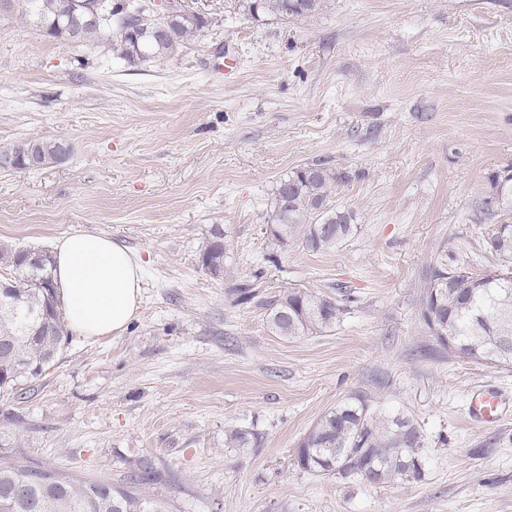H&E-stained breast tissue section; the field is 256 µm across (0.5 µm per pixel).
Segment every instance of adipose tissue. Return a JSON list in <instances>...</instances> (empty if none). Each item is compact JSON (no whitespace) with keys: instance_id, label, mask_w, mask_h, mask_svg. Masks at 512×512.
<instances>
[{"instance_id":"ef3b65f1","label":"adipose tissue","mask_w":512,"mask_h":512,"mask_svg":"<svg viewBox=\"0 0 512 512\" xmlns=\"http://www.w3.org/2000/svg\"><path fill=\"white\" fill-rule=\"evenodd\" d=\"M53 279L69 328L88 338L125 331L135 318L142 262L112 237L76 230L53 244Z\"/></svg>"}]
</instances>
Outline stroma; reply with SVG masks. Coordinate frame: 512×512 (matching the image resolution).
<instances>
[{
	"label": "stroma",
	"mask_w": 512,
	"mask_h": 512,
	"mask_svg": "<svg viewBox=\"0 0 512 512\" xmlns=\"http://www.w3.org/2000/svg\"><path fill=\"white\" fill-rule=\"evenodd\" d=\"M207 25L139 65L107 40L49 36L0 6V147L62 139L66 160L0 173V242L52 248L95 229L143 262L139 311L118 336L69 334L41 375L0 396V432L33 467L122 485L171 512H512V370L448 355L420 317L428 266L487 269L472 202L512 165V0H331L276 20L241 0H174ZM342 173L358 232L312 254L266 234L277 181ZM224 235V273L201 254ZM254 297L238 302L237 288ZM350 289L325 336L267 324L281 288ZM482 386L500 421L470 411ZM362 394L418 421L422 480L347 484L300 470L320 416ZM252 427L260 445H224Z\"/></svg>",
	"instance_id": "obj_1"
}]
</instances>
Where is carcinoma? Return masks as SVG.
I'll list each match as a JSON object with an SVG mask.
<instances>
[{
    "label": "carcinoma",
    "mask_w": 512,
    "mask_h": 512,
    "mask_svg": "<svg viewBox=\"0 0 512 512\" xmlns=\"http://www.w3.org/2000/svg\"><path fill=\"white\" fill-rule=\"evenodd\" d=\"M25 17L51 36L68 41L107 38L112 52L130 64L166 58L183 41L206 27L203 17L175 12L164 22L139 6L129 14L132 0H19ZM328 0H243L250 15L278 20L307 19L321 14ZM108 16L89 20L90 11ZM66 144L59 140L24 141L0 149V158L14 161V169L28 168L35 156L41 164L61 161ZM343 176L326 162L291 169L275 187L267 228L271 243L280 249L295 244L319 254L341 247L358 230L354 214L340 206L335 185ZM489 194L473 209L482 227L485 249L496 256L491 270L477 271L448 265V251L428 267L420 299V315L438 344L448 353L474 363L512 368V167L488 177ZM17 248L0 243V268L12 271L7 280L15 305L0 311V345L14 346L22 359L18 369L0 366V394L16 391L19 382L39 374L41 366L61 351L67 326L52 276V257L26 268L16 264ZM203 265L211 275L224 273V241L208 242ZM348 291L335 293L285 287L268 303L267 323L275 335L293 340L321 335L336 328L348 304ZM259 433L250 428L224 431V447L255 448ZM300 469L336 476L350 483L380 485L412 482L425 473L426 441L421 426L400 410L378 408L360 394L324 412L296 448ZM25 465L19 460L0 464V512H169L163 499L143 494L156 480L150 461L142 462L123 486L96 479H77Z\"/></svg>",
    "instance_id": "1"
}]
</instances>
